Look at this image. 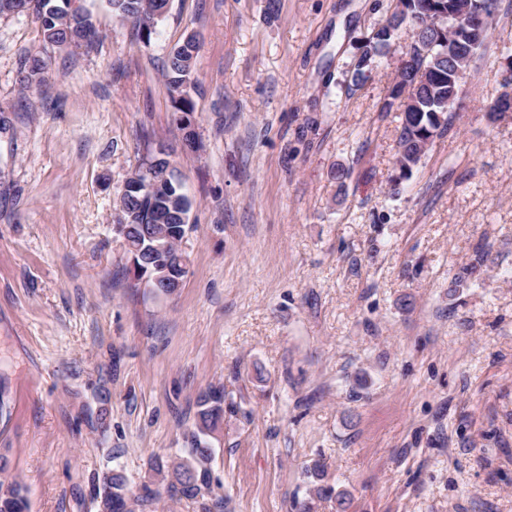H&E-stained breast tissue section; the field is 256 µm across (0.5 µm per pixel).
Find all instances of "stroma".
Instances as JSON below:
<instances>
[{"label":"stroma","mask_w":512,"mask_h":512,"mask_svg":"<svg viewBox=\"0 0 512 512\" xmlns=\"http://www.w3.org/2000/svg\"><path fill=\"white\" fill-rule=\"evenodd\" d=\"M81 3L88 49L0 18V449L29 512H97L95 476L136 486L188 457L210 387L230 405L211 439L224 512H296L315 459L351 512H512V117L484 113L512 0L397 194L381 105L404 38L352 82L390 0H170L147 45ZM190 35L195 150L163 77ZM161 149L192 202L172 296L134 280L114 230Z\"/></svg>","instance_id":"obj_1"}]
</instances>
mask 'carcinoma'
<instances>
[{
  "label": "carcinoma",
  "mask_w": 512,
  "mask_h": 512,
  "mask_svg": "<svg viewBox=\"0 0 512 512\" xmlns=\"http://www.w3.org/2000/svg\"><path fill=\"white\" fill-rule=\"evenodd\" d=\"M467 2L474 12L495 16L500 0H401L403 8L393 2L388 7L384 24L366 37L363 52L352 76L358 86L362 69L373 57L390 46L395 36L408 37L400 60L396 79L388 88L381 110L401 112L397 130V183L407 180L414 168L427 154L426 140L437 138L451 127L453 118L462 106L464 79L458 77L460 60H473L486 49L488 38L475 47L461 42L454 48L448 41L446 27L459 24L457 5ZM112 13L133 25L145 43L150 42L157 22L168 11L169 0H108ZM33 16L40 26L43 41L57 48L91 46L99 40V29L93 15L77 0H0V17ZM198 43L192 35L183 44L173 48L168 56L164 77L174 93L173 110L183 114L194 111L189 95L192 82V63ZM43 62L34 57L21 71L20 83L29 86L41 79ZM164 160L151 156L144 160L137 172L142 189L133 200H122L124 219L128 224H144L167 239L168 248L162 252L143 242L144 265L138 280L159 292L166 291L164 270H175L181 264H190L188 255L179 245L193 230L189 222L191 202L172 178L165 177ZM196 430L190 435L191 459L162 461L155 459L144 476L141 494L129 499L128 480L123 472L108 471L98 478L95 500L98 512H148L166 489L172 499L201 500L203 512H211L208 499L213 497L209 482V465L213 449L208 437L224 422V390L208 388L198 395ZM313 497L336 496V512H348L351 499L344 491L325 482L323 464L315 460L305 469ZM28 501L24 487L12 474L7 458L0 455V512H27Z\"/></svg>",
  "instance_id": "cac0c4a2"
}]
</instances>
